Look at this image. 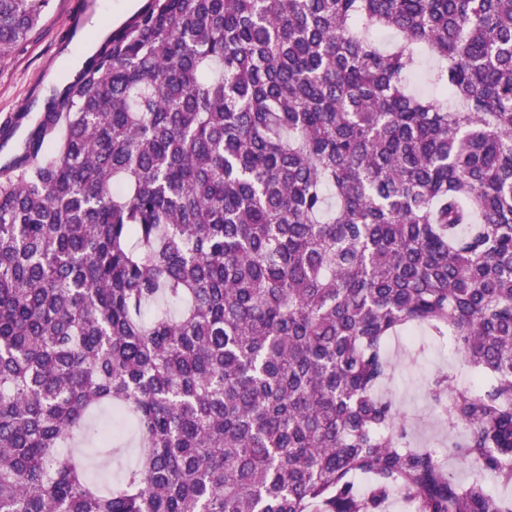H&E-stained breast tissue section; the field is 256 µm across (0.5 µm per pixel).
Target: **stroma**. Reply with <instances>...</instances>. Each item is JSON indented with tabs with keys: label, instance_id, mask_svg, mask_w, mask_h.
I'll return each instance as SVG.
<instances>
[{
	"label": "stroma",
	"instance_id": "35a3bbf8",
	"mask_svg": "<svg viewBox=\"0 0 512 512\" xmlns=\"http://www.w3.org/2000/svg\"><path fill=\"white\" fill-rule=\"evenodd\" d=\"M105 16L103 0H51L49 11L30 39L0 63V125L19 113L24 116L21 131H29L39 122L42 104L58 89L51 76H65L81 31ZM388 350L396 365L389 388L412 428L414 445L445 455L448 437L431 412L428 381L439 367L452 363L459 382L465 383L469 380L467 368L446 343H433L422 351L398 342L389 344Z\"/></svg>",
	"mask_w": 512,
	"mask_h": 512
}]
</instances>
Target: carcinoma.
I'll list each match as a JSON object with an SVG mask.
<instances>
[{
    "label": "carcinoma",
    "mask_w": 512,
    "mask_h": 512,
    "mask_svg": "<svg viewBox=\"0 0 512 512\" xmlns=\"http://www.w3.org/2000/svg\"><path fill=\"white\" fill-rule=\"evenodd\" d=\"M49 5L0 0V61ZM420 335L470 372L429 384L466 483L384 392ZM104 408L141 448L106 491L59 451L112 447ZM488 474L512 486V0H149L0 167V512H512Z\"/></svg>",
    "instance_id": "1"
}]
</instances>
